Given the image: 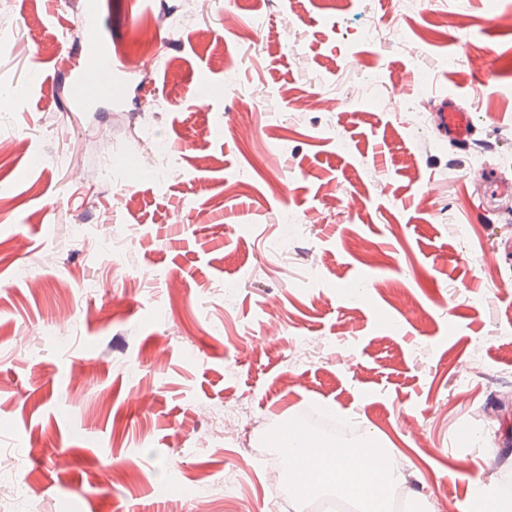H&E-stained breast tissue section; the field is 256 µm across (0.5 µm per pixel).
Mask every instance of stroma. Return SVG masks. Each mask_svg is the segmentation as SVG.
I'll return each instance as SVG.
<instances>
[{
    "label": "stroma",
    "instance_id": "stroma-1",
    "mask_svg": "<svg viewBox=\"0 0 512 512\" xmlns=\"http://www.w3.org/2000/svg\"><path fill=\"white\" fill-rule=\"evenodd\" d=\"M97 3L114 55L151 37L168 67L72 112L85 0H0V512H196L200 482L207 512H278L277 408L393 448L403 512L499 482L464 471L512 457V193L468 173L512 184V29L488 23L512 0H466L459 27L429 0ZM373 23L413 41H363ZM371 83L414 109L370 106ZM446 97L475 114L469 146L416 122ZM159 142L168 161L105 174ZM227 404L251 451L213 434Z\"/></svg>",
    "mask_w": 512,
    "mask_h": 512
}]
</instances>
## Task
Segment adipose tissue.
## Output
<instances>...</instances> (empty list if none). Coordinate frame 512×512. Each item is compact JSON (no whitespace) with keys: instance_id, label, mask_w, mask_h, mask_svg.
Masks as SVG:
<instances>
[{"instance_id":"ef3b65f1","label":"adipose tissue","mask_w":512,"mask_h":512,"mask_svg":"<svg viewBox=\"0 0 512 512\" xmlns=\"http://www.w3.org/2000/svg\"><path fill=\"white\" fill-rule=\"evenodd\" d=\"M286 448L296 452L311 451L313 463L292 475L291 481L301 497H313L345 489L348 500L357 512H389L390 489L399 481L388 449L379 447L375 438L367 437L361 446L351 448L308 449L302 437L285 442ZM378 454L380 465H372L371 454Z\"/></svg>"}]
</instances>
